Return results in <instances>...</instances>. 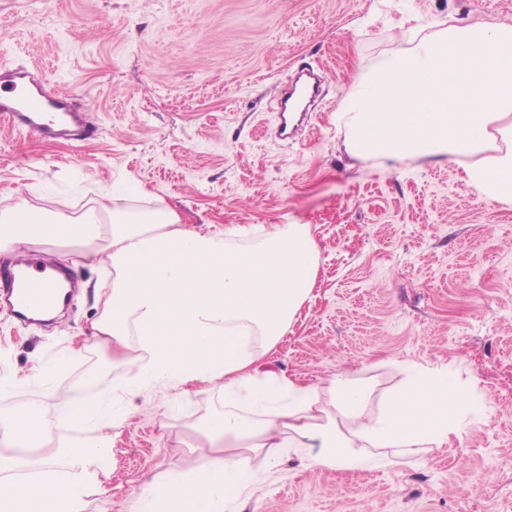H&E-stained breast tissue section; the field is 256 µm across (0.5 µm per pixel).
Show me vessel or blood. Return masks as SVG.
I'll return each mask as SVG.
<instances>
[{"mask_svg": "<svg viewBox=\"0 0 512 512\" xmlns=\"http://www.w3.org/2000/svg\"><path fill=\"white\" fill-rule=\"evenodd\" d=\"M0 117L12 128L44 138L67 137L81 141L93 136L95 127L85 113L75 111L66 93L48 94L43 80L23 64H0ZM13 272L0 276V299L27 311L52 305V280L66 276L48 251L17 256Z\"/></svg>", "mask_w": 512, "mask_h": 512, "instance_id": "1", "label": "vessel or blood"}]
</instances>
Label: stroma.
Instances as JSON below:
<instances>
[{
	"label": "stroma",
	"mask_w": 512,
	"mask_h": 512,
	"mask_svg": "<svg viewBox=\"0 0 512 512\" xmlns=\"http://www.w3.org/2000/svg\"><path fill=\"white\" fill-rule=\"evenodd\" d=\"M458 20L512 24V0H0V60L37 65L97 128L50 142L0 118V211L74 218L101 189L138 186L132 213L171 210L200 232L310 225L316 284L272 369L321 389L348 375L374 413L397 362L444 365L486 405L447 445L364 448L359 469L283 449L227 512H512V206L479 197L459 160L359 158L336 125L356 78ZM52 252L74 282L59 322L0 304V415L38 403L55 436L90 440L98 430L56 423L51 384L95 401L140 365L92 339L112 271ZM217 404L200 387L131 399L86 512H133L138 488L193 466L208 448L190 425Z\"/></svg>",
	"instance_id": "obj_1"
}]
</instances>
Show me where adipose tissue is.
Wrapping results in <instances>:
<instances>
[{
	"label": "adipose tissue",
	"mask_w": 512,
	"mask_h": 512,
	"mask_svg": "<svg viewBox=\"0 0 512 512\" xmlns=\"http://www.w3.org/2000/svg\"><path fill=\"white\" fill-rule=\"evenodd\" d=\"M337 118L353 154L396 164L465 158L468 184L488 201L511 205L512 25L451 24L409 53L381 59L354 81ZM133 193L108 189L75 219L50 220L19 206L0 225V253L73 244L84 262H108L115 277L94 338L113 362L137 354L140 373L126 392L200 384L223 400V411L193 423L208 454L135 492V512H225L267 477L284 448L307 450L313 466L340 469L358 467L362 448H439L481 407L475 390L457 386L444 366L399 362L403 380L374 414L369 388L345 375L321 392L266 370L315 283L309 225L236 224L202 233L169 210L130 220ZM52 398L59 419L84 427L100 416L80 387L53 389ZM110 452L105 435L54 438L32 408L1 416L0 512H84ZM58 459L68 466L61 475Z\"/></svg>",
	"instance_id": "adipose-tissue-1"
}]
</instances>
